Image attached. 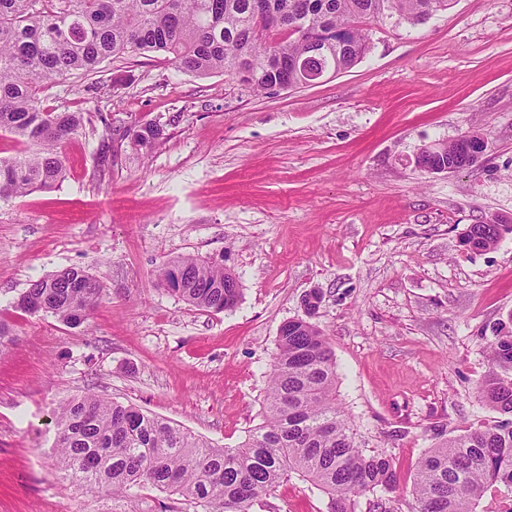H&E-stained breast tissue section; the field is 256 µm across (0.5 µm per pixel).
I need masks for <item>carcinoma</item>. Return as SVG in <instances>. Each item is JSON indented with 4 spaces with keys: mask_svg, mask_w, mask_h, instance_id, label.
Segmentation results:
<instances>
[{
    "mask_svg": "<svg viewBox=\"0 0 512 512\" xmlns=\"http://www.w3.org/2000/svg\"><path fill=\"white\" fill-rule=\"evenodd\" d=\"M270 17L293 14V31L260 28L252 0H0V135L18 149L0 159V201L52 190L66 174L63 144L107 124L90 112H49L41 92L74 74L89 76L105 61L161 54L196 76L251 73L249 87L297 85L296 61L310 44L323 47L321 64L346 71L367 54L366 25L411 27L451 8L453 0H263ZM164 129L148 123L133 131L150 150ZM426 166H472L467 148L422 152ZM512 224H473L466 243L487 250ZM160 282L187 304L215 313L241 298L238 278L210 257L178 256L160 269ZM102 284L86 269L70 267L30 283L12 302L65 326H85L102 297ZM490 370L480 386L483 402L504 416L491 425L441 439L419 459L414 512H475L485 492L512 489V313L493 328ZM66 476L89 491L122 494L152 486L185 498L202 512H254L274 487L297 474L329 495L328 512H355L373 496L369 512H387L375 496L398 489L384 449L356 441L350 418L336 403L334 353L307 318L282 326L264 399L263 421L236 448H215L189 431L134 405L93 394L61 406L54 442Z\"/></svg>",
    "mask_w": 512,
    "mask_h": 512,
    "instance_id": "1",
    "label": "carcinoma"
}]
</instances>
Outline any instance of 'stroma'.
<instances>
[{
    "label": "stroma",
    "instance_id": "1",
    "mask_svg": "<svg viewBox=\"0 0 512 512\" xmlns=\"http://www.w3.org/2000/svg\"><path fill=\"white\" fill-rule=\"evenodd\" d=\"M355 67L293 90L253 92L163 56L100 65L41 96L104 112L111 131L63 146L50 191L0 202V512H194L151 486L89 492L54 450V411L80 394L132 404L217 447L262 420L280 325L315 322L336 359V401L362 445L392 457L387 512H411L415 465L439 436L498 420L480 401L491 326L512 313V233L475 252L473 224H512V0H455L424 24L372 25ZM160 123L147 154L124 133ZM480 131L487 148L448 175L414 165L425 144ZM120 156L98 172L104 141ZM222 261L233 310L193 308L161 286L163 263ZM67 267L105 292L87 330L12 309L30 281ZM291 475L254 512H327Z\"/></svg>",
    "mask_w": 512,
    "mask_h": 512
}]
</instances>
